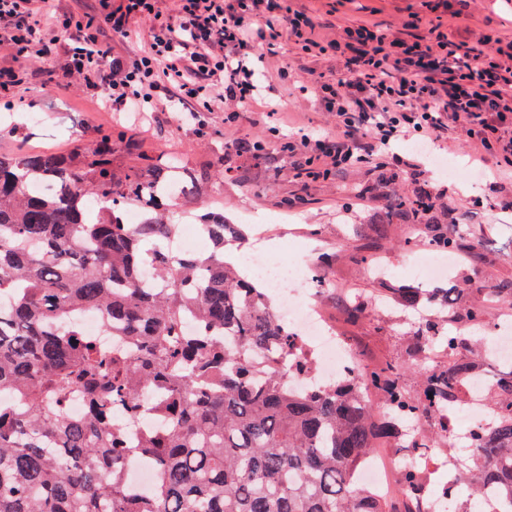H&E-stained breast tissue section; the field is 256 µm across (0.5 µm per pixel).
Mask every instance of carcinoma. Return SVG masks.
I'll use <instances>...</instances> for the list:
<instances>
[{
	"label": "carcinoma",
	"instance_id": "obj_1",
	"mask_svg": "<svg viewBox=\"0 0 512 512\" xmlns=\"http://www.w3.org/2000/svg\"><path fill=\"white\" fill-rule=\"evenodd\" d=\"M118 153L137 162L116 169ZM181 173L176 156L143 154L122 131L102 130L93 147L69 153L0 154V392L16 397L0 402V512H393L357 473L381 438L417 447L402 420L422 431L454 403L473 341L439 320L415 326L417 354L436 341L444 358L422 372L418 397L394 365L365 367L358 386L293 387L295 342L262 288L224 257L242 239L239 225L206 213L211 251L167 253ZM39 182L57 192L31 193ZM381 186L378 223H435L426 186ZM131 203L143 223H123ZM464 232L431 243L453 251ZM394 298L415 307L425 294L398 288ZM85 309L121 348L80 331ZM369 388L381 405L366 399ZM495 390L497 419L470 435L456 484L471 502L495 491L483 512H512V368ZM76 396L85 413L74 418ZM145 403L156 424L131 440ZM130 455L155 464L154 492L128 488ZM403 486L422 501L421 472L403 471Z\"/></svg>",
	"mask_w": 512,
	"mask_h": 512
}]
</instances>
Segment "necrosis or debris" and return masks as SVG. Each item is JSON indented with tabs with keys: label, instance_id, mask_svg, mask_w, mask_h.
<instances>
[{
	"label": "necrosis or debris",
	"instance_id": "4bbe7bcc",
	"mask_svg": "<svg viewBox=\"0 0 512 512\" xmlns=\"http://www.w3.org/2000/svg\"><path fill=\"white\" fill-rule=\"evenodd\" d=\"M247 263L253 280L260 283L266 296L275 302L282 324L288 326L298 345L299 358L310 365L308 372L297 379V386L322 384L339 378L357 382L362 367L360 359L334 336L320 316L321 276L314 266L290 259L274 261L257 252L248 255ZM409 268L418 287H441L450 282L455 259L450 255H434L427 260H411ZM491 332V343L481 353L482 369L457 383L456 409L440 412L436 418L438 427L446 432L449 444L467 439L490 416L485 395L491 378L485 374V367L512 365V318L496 321ZM402 468H416L429 476L439 471L440 464L428 454L398 455L383 463L372 460L359 470L357 481L378 494L399 498L403 492L396 480Z\"/></svg>",
	"mask_w": 512,
	"mask_h": 512
}]
</instances>
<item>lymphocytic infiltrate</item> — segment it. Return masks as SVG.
Segmentation results:
<instances>
[{
	"instance_id": "1",
	"label": "lymphocytic infiltrate",
	"mask_w": 512,
	"mask_h": 512,
	"mask_svg": "<svg viewBox=\"0 0 512 512\" xmlns=\"http://www.w3.org/2000/svg\"><path fill=\"white\" fill-rule=\"evenodd\" d=\"M103 0L100 11L59 13L52 0H0V44L14 52V65L0 66V99L11 100L31 58L49 60L60 43L69 59L56 88L77 82L96 91L101 112H148L205 129L211 114L225 124L263 108L283 110L267 88V59L283 40L320 59L335 53L329 74L306 68L304 91L334 117L330 133L298 129L287 137L297 178L329 179L359 164L388 167L397 142L418 137L435 145L448 127L461 123L477 147L476 159L493 179L512 176V44L490 48L449 42L431 27L427 35L393 36L374 26L344 27L339 38L312 39L306 13L281 0ZM148 23L143 48L119 54L136 20Z\"/></svg>"
}]
</instances>
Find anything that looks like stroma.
Masks as SVG:
<instances>
[{
	"instance_id": "1",
	"label": "stroma",
	"mask_w": 512,
	"mask_h": 512,
	"mask_svg": "<svg viewBox=\"0 0 512 512\" xmlns=\"http://www.w3.org/2000/svg\"><path fill=\"white\" fill-rule=\"evenodd\" d=\"M290 7L306 11L315 22L313 35L324 40L339 26L374 24L387 32L402 30L416 23L418 34L429 26L444 23L452 41L512 43V0H454L451 9L436 8L428 0H288ZM22 100L16 110L0 107V152L9 154L23 148L68 152L78 146H90L99 129L122 123L140 132L146 150L166 151L188 157L196 168L218 174L204 195L187 189L184 196L186 220H196L200 210L224 213L233 224L244 225L247 238L234 245V253L262 248L273 241L272 256L301 258L313 262L329 260V290L323 291L321 311L336 336L346 342L369 365L394 363L400 366L403 384L411 395L422 391L421 377L415 373L411 323L414 309L387 298L386 291L407 285L406 259L411 251H424L433 234L451 232L448 211L437 208L432 227L409 224H381L377 218L386 200L376 189L386 173L365 164L337 172L328 180L302 184L296 179L293 160L277 153L275 160L248 155L223 159L224 116L215 113L207 135H198L193 126L167 121H135L130 112H98L94 109L92 89L80 88L77 95H60L46 73L23 70ZM270 95L288 101L303 125L324 127L329 118L298 88L272 81ZM449 146L438 147V154L451 155L459 172L454 178L435 173L428 155L414 150L413 140L396 148L403 160L404 172L420 170V183L435 194H443L452 204L469 209L468 236L480 241L476 264H457L449 285L453 307L426 308L427 317L462 312L474 300L485 302V324H492L501 313V301L494 292L499 283L512 281V214L491 211L489 201L512 196V181L489 184L487 179L473 181L464 176L470 142L463 129L449 131ZM304 196L302 210L283 208L284 199ZM361 198L353 213H345L344 204ZM378 256L386 260L391 276L374 273L368 260ZM360 297L367 309L358 318L344 310L348 298Z\"/></svg>"
}]
</instances>
